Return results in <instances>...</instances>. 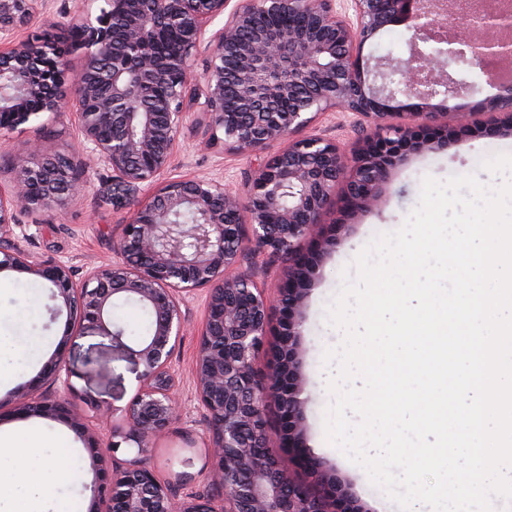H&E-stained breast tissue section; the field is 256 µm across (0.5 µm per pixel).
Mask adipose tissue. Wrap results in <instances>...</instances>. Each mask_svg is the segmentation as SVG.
<instances>
[{"label": "adipose tissue", "instance_id": "adipose-tissue-1", "mask_svg": "<svg viewBox=\"0 0 512 512\" xmlns=\"http://www.w3.org/2000/svg\"><path fill=\"white\" fill-rule=\"evenodd\" d=\"M44 446L38 429L0 428V512H82L79 500L60 493L84 479L70 459L72 446L60 443L47 458Z\"/></svg>", "mask_w": 512, "mask_h": 512}]
</instances>
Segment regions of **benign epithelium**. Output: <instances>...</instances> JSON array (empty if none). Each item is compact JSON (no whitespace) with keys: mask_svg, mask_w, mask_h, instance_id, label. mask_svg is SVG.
<instances>
[{"mask_svg":"<svg viewBox=\"0 0 512 512\" xmlns=\"http://www.w3.org/2000/svg\"><path fill=\"white\" fill-rule=\"evenodd\" d=\"M42 0H0V130L15 129L43 114H64L73 100L88 162L64 166L59 156L36 147L20 167L8 192L0 190V272L35 275L56 289L70 316L88 329L114 338L112 306L135 299L153 311L150 336L130 349L143 367L140 387L123 425H112L107 450L112 468L101 479L89 512H113L121 494V512H357L341 482L320 479L316 491L293 478L271 453L266 407L271 399L288 403V447L300 440V375L288 367V390L258 375L254 361L264 349L269 299L239 270L254 248L288 257V349L298 333L297 315L308 285L306 257L299 243L317 236L322 214L339 185L343 209L351 217L377 203L390 170L410 150L434 147L479 131L459 115L440 124L431 100H447L477 88L454 78L448 68L465 58L480 68L490 60H512V6L502 0H112L99 16L84 11L75 26L86 49L81 70L71 79L66 55L17 38L39 13ZM300 12L304 24L281 29L263 19ZM466 17L457 27L449 20ZM219 16L224 25L211 33ZM120 20L121 30L113 27ZM166 24L180 32L182 51L161 55L156 45ZM403 24L411 53L403 63L376 59L390 67L398 85L367 83L360 50L378 32ZM207 65L192 78L199 52ZM167 81L171 95L151 105L140 93L145 84ZM489 110L512 112V78L497 82ZM233 89L238 109L224 112V94ZM422 101L427 111L411 113L404 125L392 124L397 95ZM329 109L349 112L375 125L347 156L320 136L288 143L247 183L245 196L228 194L212 181L167 178L178 134L187 114L238 151L253 152L307 128ZM112 171V202L122 204L147 190L132 210L118 245L120 261L93 268L81 282L64 262H39L18 245V212L62 209L79 198L87 163ZM193 214L196 222L176 218ZM200 290L208 293L207 317L196 360L198 405L209 422L206 457L216 461L224 485V507L208 496H174L168 484L145 467L142 457L153 439L182 415L169 372L185 327L181 304ZM58 355L33 379L60 383L53 396L20 399L15 411L83 425L104 409L79 391ZM127 448L132 456L118 459Z\"/></svg>","mask_w":512,"mask_h":512,"instance_id":"1","label":"benign epithelium"}]
</instances>
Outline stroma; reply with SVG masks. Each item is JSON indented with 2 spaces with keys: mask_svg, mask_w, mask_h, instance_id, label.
Masks as SVG:
<instances>
[{
  "mask_svg": "<svg viewBox=\"0 0 512 512\" xmlns=\"http://www.w3.org/2000/svg\"><path fill=\"white\" fill-rule=\"evenodd\" d=\"M105 6L106 0H92L88 5L82 0H48L46 10L20 30L19 36L24 40H48L68 55L73 69H80L83 52L75 48L69 37L71 27L83 9H91L96 14ZM468 79L479 84V94L449 99L442 104V111L470 112L474 124L497 125L498 133L469 136L445 147L409 152L391 169L380 203L355 216H344L340 198H333L323 216L324 233L331 238L332 244L314 263L298 316L299 337L295 353L303 380L300 394L303 452L319 460L324 473L343 482L348 496L362 512L399 510L382 490L370 483L365 471L351 467L345 455L326 438L324 414L331 397L320 381L323 353L326 348L337 346L342 339L341 333L328 324L326 310L340 287L343 269L352 265L361 249L374 237L403 226L419 201L425 178L445 181L456 175L472 174L482 184L495 187L512 177V119L506 112L479 108L480 100L496 93L481 70H473ZM372 131V125L366 120L332 109L318 113L304 133L322 136L349 155ZM208 138L205 127L196 125L194 119H187L177 140L169 176L214 180L223 183L227 190L243 192L257 164L255 156L237 151L228 144H209ZM80 140L75 116L69 112L57 119L43 117L1 134L0 188L6 190L12 186L18 167L27 160L32 144H39L44 152L63 153L77 161L81 158ZM86 178L88 185L84 194L64 214L52 210L22 211L18 214L21 226L16 230L19 245L26 253L39 261L67 263L79 277L86 270L118 262L116 246L132 211L128 202L113 205L111 171L91 167ZM287 265V259L253 251L247 252L240 262L241 270L250 272L257 286L274 300L267 345L256 361L257 371L263 376L275 373L272 354L278 345L281 319L277 297ZM28 300L33 303L28 320L16 323L13 313ZM182 310L186 314V330L176 344L170 372L176 380L185 414L169 433L154 440L152 450L144 457V464L153 469L161 481L170 483L176 496L195 492L219 502L224 497V489L205 464L209 433L196 397L195 365L200 331L207 315L205 292H196L188 298ZM67 322V314L55 311L50 284L28 274L0 273V334L38 336L44 341L43 348L24 352L13 365L11 383L0 386V427L31 424L51 436L69 433L76 446L75 464L84 480L81 485L66 488L65 493L89 502L93 499V488L99 475L79 432L62 421L19 416L14 411L15 403L17 398L27 394L29 381L47 362L56 353H63L66 368L73 373L74 385L102 401L110 411V418L88 423L98 442H108L113 423L123 420L138 388L141 367L132 361L129 350L136 347L143 336L146 316L139 303L117 301L112 309V323L123 332L118 343L91 329L71 340H64Z\"/></svg>",
  "mask_w": 512,
  "mask_h": 512,
  "instance_id": "obj_1",
  "label": "stroma"
}]
</instances>
